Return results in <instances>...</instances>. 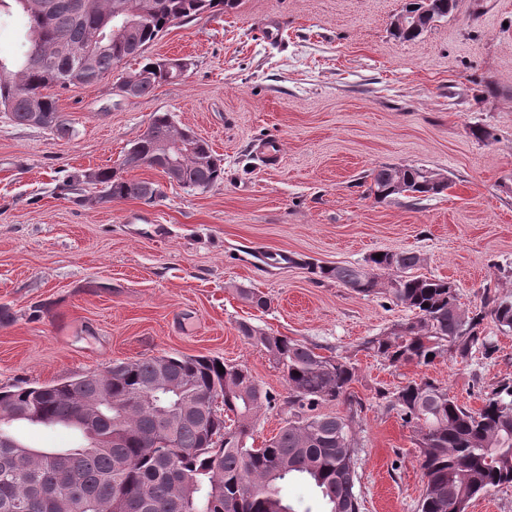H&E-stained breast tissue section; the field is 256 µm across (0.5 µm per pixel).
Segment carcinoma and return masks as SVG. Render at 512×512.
Instances as JSON below:
<instances>
[{
  "mask_svg": "<svg viewBox=\"0 0 512 512\" xmlns=\"http://www.w3.org/2000/svg\"><path fill=\"white\" fill-rule=\"evenodd\" d=\"M30 0H0V11L22 15L25 43L13 58L0 56V111L18 125L72 138L74 128L58 110L56 93L70 85L61 76L81 68V85H93L116 71L134 81V97L150 96L177 78V68L147 50L169 27L204 12L236 7L237 0H50L32 13ZM456 0H407L406 13L419 26L394 34L419 39L448 18ZM122 26L120 35L92 43L102 28ZM137 67H129L130 62ZM149 135L124 151L128 164L99 168L77 182L101 186L99 202L154 200L152 182L125 173L147 167L168 174L164 148H181L176 184L206 189L224 181V164L210 144L178 128L169 112L153 113ZM377 199L409 193L438 195L448 188L419 167L381 166L370 173ZM421 258L414 252H383L366 265L307 263L318 280L336 281L370 296L384 293L414 312L384 336L362 343L391 366H429L440 358L466 361L476 348L486 357L495 345L481 335L491 318L512 331V294L484 287L480 309L462 308L459 289L440 278L411 275ZM238 331L261 348L288 383V418L278 434L253 447V426L273 397L245 364H223L208 356L161 355L120 361L100 373L57 382L0 390V512H297L280 494V484L310 482L323 512H360L356 491L359 440L353 426L362 399L351 392L356 372L346 356L322 355L316 347L272 335L250 323ZM417 437L418 464L425 479L419 512H468L473 499L512 486V381L485 394L477 410L458 404L428 377L377 390ZM343 401L347 416L315 415L322 402ZM232 418L233 426L226 425ZM64 426L78 440L68 448H35L14 432L16 424Z\"/></svg>",
  "mask_w": 512,
  "mask_h": 512,
  "instance_id": "cac0c4a2",
  "label": "carcinoma"
}]
</instances>
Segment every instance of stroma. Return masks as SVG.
Returning <instances> with one entry per match:
<instances>
[{"mask_svg":"<svg viewBox=\"0 0 512 512\" xmlns=\"http://www.w3.org/2000/svg\"><path fill=\"white\" fill-rule=\"evenodd\" d=\"M405 0H238L171 26L150 47L185 58L180 79L122 98L114 79L59 94L72 139L0 113V387L51 383L115 361L208 355L249 366L276 399L254 444L288 416V384L238 331L242 321L350 357L361 446V512H418L425 490L410 427L378 404L379 387L428 377L476 409L512 379V332L464 363L391 366L362 342L412 313L381 295L316 280L309 263L359 266L411 251L415 275L459 287L464 309L484 286L512 293V0H457L421 39L391 23ZM208 141L224 180L205 190L154 169L130 178L161 197L86 204L61 185L115 165L152 113ZM278 159L264 157L269 143ZM381 165L444 174L419 200L370 195ZM261 292L267 309L239 289Z\"/></svg>","mask_w":512,"mask_h":512,"instance_id":"1","label":"stroma"}]
</instances>
